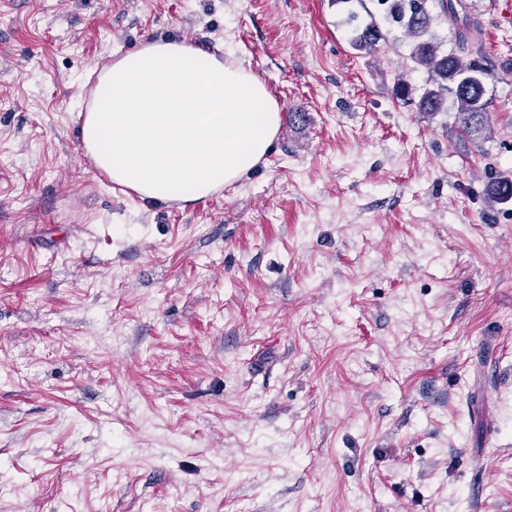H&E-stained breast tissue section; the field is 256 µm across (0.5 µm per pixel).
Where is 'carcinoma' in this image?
<instances>
[{
	"instance_id": "obj_1",
	"label": "carcinoma",
	"mask_w": 512,
	"mask_h": 512,
	"mask_svg": "<svg viewBox=\"0 0 512 512\" xmlns=\"http://www.w3.org/2000/svg\"><path fill=\"white\" fill-rule=\"evenodd\" d=\"M382 7L383 22L401 28L411 39L410 59L431 75L434 87L426 89L418 100L419 110L427 113L448 109V98H453L457 125L467 136H484L490 130L485 112V79L487 69L481 63L483 47L475 24L458 23L454 0H376ZM439 7L442 16L456 26L455 48L443 51L441 43L432 34L436 20L433 7ZM365 22L356 11H350L346 23L353 33L352 46L359 51L373 53L385 40V32L373 13ZM490 194L498 199H512V180L490 178Z\"/></svg>"
}]
</instances>
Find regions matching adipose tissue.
<instances>
[{
	"label": "adipose tissue",
	"mask_w": 512,
	"mask_h": 512,
	"mask_svg": "<svg viewBox=\"0 0 512 512\" xmlns=\"http://www.w3.org/2000/svg\"><path fill=\"white\" fill-rule=\"evenodd\" d=\"M280 122L277 100L239 61L153 40L101 69L80 133L112 182L188 204L255 167Z\"/></svg>",
	"instance_id": "1"
}]
</instances>
